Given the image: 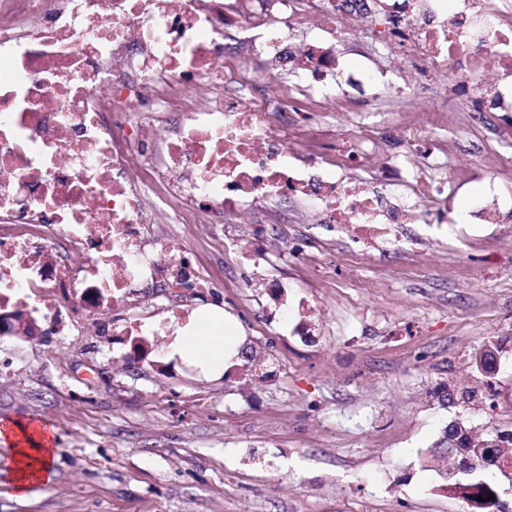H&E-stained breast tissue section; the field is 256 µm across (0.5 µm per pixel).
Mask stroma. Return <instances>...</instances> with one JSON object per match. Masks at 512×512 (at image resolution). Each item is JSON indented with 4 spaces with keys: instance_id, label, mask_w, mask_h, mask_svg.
<instances>
[{
    "instance_id": "35a3bbf8",
    "label": "stroma",
    "mask_w": 512,
    "mask_h": 512,
    "mask_svg": "<svg viewBox=\"0 0 512 512\" xmlns=\"http://www.w3.org/2000/svg\"><path fill=\"white\" fill-rule=\"evenodd\" d=\"M294 75L267 71L253 98L271 112ZM355 112L383 125L420 110L411 96L357 99ZM459 112L426 126L448 148L462 200L481 197L474 163L512 135V115ZM263 237L259 264L238 254ZM398 244L355 252L332 224H305L291 198L245 224H199L195 255L220 292L239 344L238 373L215 375L179 356L168 364L118 366L83 332L47 344L0 333V422L41 420L54 437L49 483L15 489L14 451L0 440V512H466L443 490L453 455L437 447L457 422L479 433L499 424L486 411L484 375L472 360L494 348L512 375V251L484 257L511 224H482L427 243L428 227L404 224ZM301 247L308 263L290 260ZM293 283L320 310L318 340L302 345L266 328L263 283ZM264 369H252L255 359ZM93 397H81L83 379Z\"/></svg>"
}]
</instances>
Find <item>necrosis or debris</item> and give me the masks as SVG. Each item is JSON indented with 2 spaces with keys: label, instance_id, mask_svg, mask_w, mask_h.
I'll return each instance as SVG.
<instances>
[{
  "label": "necrosis or debris",
  "instance_id": "4bbe7bcc",
  "mask_svg": "<svg viewBox=\"0 0 512 512\" xmlns=\"http://www.w3.org/2000/svg\"><path fill=\"white\" fill-rule=\"evenodd\" d=\"M350 13L341 0H0V311L44 328L50 340L93 329L127 365L153 361L156 339L191 331L193 308L142 317L165 282L205 300L211 277L186 235L149 240L152 224H224L264 202L301 200L354 243L395 242L403 224H508L512 170L491 167L490 190L454 207L460 181L440 173L435 149L411 123L404 150L379 145L373 125L317 139L311 114L340 109L383 87L426 99L437 71L479 89L474 112H512V0H375ZM246 45L238 68H289L304 98L280 114L224 89V33ZM308 31L298 41L295 31ZM406 64L394 80L340 65V45L365 35ZM170 112L183 122L154 153L146 144ZM390 185L388 196L369 187ZM268 299L292 335L310 340L316 308L285 286ZM512 468V451L474 461L449 482L470 512H496L488 468Z\"/></svg>",
  "mask_w": 512,
  "mask_h": 512
}]
</instances>
